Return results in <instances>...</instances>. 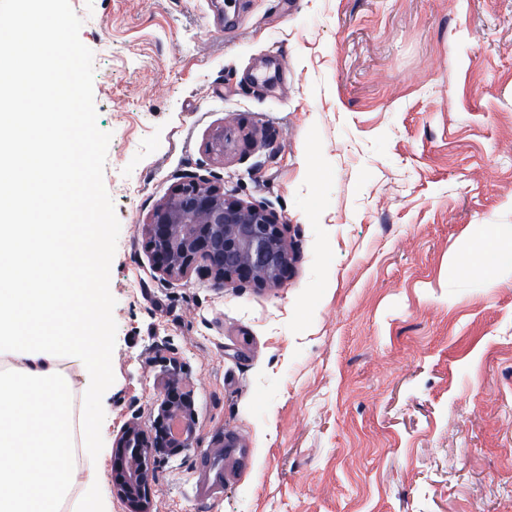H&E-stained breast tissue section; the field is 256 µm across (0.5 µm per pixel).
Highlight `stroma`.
Wrapping results in <instances>:
<instances>
[{
  "label": "stroma",
  "instance_id": "stroma-1",
  "mask_svg": "<svg viewBox=\"0 0 512 512\" xmlns=\"http://www.w3.org/2000/svg\"><path fill=\"white\" fill-rule=\"evenodd\" d=\"M70 3L121 231L104 447L60 512H130L115 440L172 362L197 447L151 512H512V266L456 264L512 235V0ZM187 175L290 224L279 288L154 269L142 226ZM201 459L206 488L208 490L218 489L224 484V467L220 463H216L215 457H211V453L207 449L202 452Z\"/></svg>",
  "mask_w": 512,
  "mask_h": 512
}]
</instances>
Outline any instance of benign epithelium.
Here are the masks:
<instances>
[{
	"instance_id": "7a95c632",
	"label": "benign epithelium",
	"mask_w": 512,
	"mask_h": 512,
	"mask_svg": "<svg viewBox=\"0 0 512 512\" xmlns=\"http://www.w3.org/2000/svg\"><path fill=\"white\" fill-rule=\"evenodd\" d=\"M153 265L167 277L204 271L217 288H276L298 261L290 225L270 209L239 200L224 184L188 176L174 185L145 224ZM149 428L130 422L116 442L115 489L131 512H149L155 463L170 449L196 447L195 408L181 369L166 370Z\"/></svg>"
}]
</instances>
